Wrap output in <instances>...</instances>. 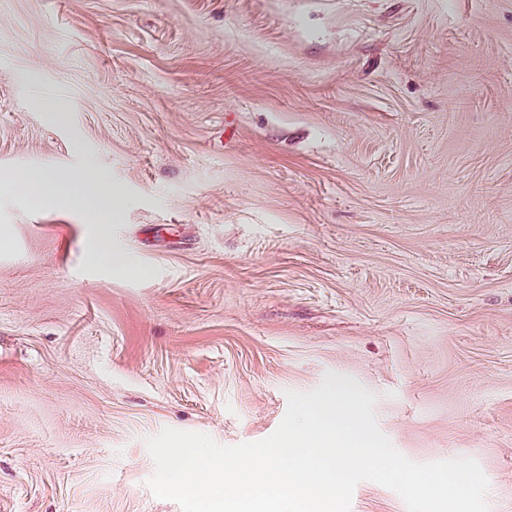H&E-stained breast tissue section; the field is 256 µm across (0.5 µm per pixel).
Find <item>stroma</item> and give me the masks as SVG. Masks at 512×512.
<instances>
[{
    "mask_svg": "<svg viewBox=\"0 0 512 512\" xmlns=\"http://www.w3.org/2000/svg\"><path fill=\"white\" fill-rule=\"evenodd\" d=\"M90 164L122 271L0 187V512H181L148 439L329 371L512 512V0H0V172Z\"/></svg>",
    "mask_w": 512,
    "mask_h": 512,
    "instance_id": "obj_1",
    "label": "stroma"
}]
</instances>
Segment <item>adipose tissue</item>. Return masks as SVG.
<instances>
[{"mask_svg":"<svg viewBox=\"0 0 512 512\" xmlns=\"http://www.w3.org/2000/svg\"><path fill=\"white\" fill-rule=\"evenodd\" d=\"M5 179L20 186L30 197L61 201L83 212L97 229L96 236L86 248L87 262L108 269L120 263L121 258L114 251L112 237L107 231V214L122 207L123 196L117 190L106 188L96 167L86 166L75 175L52 173L35 178L24 173H9Z\"/></svg>","mask_w":512,"mask_h":512,"instance_id":"obj_1","label":"adipose tissue"}]
</instances>
